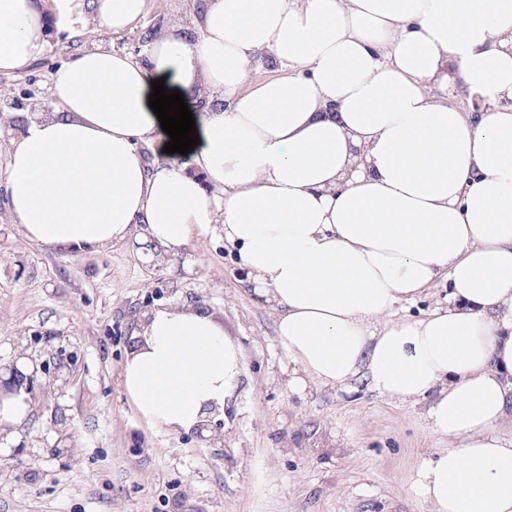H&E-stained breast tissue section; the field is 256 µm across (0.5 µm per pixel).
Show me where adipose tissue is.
Here are the masks:
<instances>
[{
  "label": "adipose tissue",
  "instance_id": "obj_1",
  "mask_svg": "<svg viewBox=\"0 0 512 512\" xmlns=\"http://www.w3.org/2000/svg\"><path fill=\"white\" fill-rule=\"evenodd\" d=\"M65 0H0V73L45 53ZM137 54L86 46L50 75V112H11L4 179L27 239L70 252L135 239L181 257L221 228L307 382L427 401L450 445L418 465L435 512H512V0H180ZM149 0H91L105 35ZM281 76L251 85L260 64ZM171 75L194 109L188 160L148 101ZM452 87L486 111L448 104ZM447 309L379 328L438 280ZM237 345L203 306L142 315L121 384L139 416L191 431L223 411Z\"/></svg>",
  "mask_w": 512,
  "mask_h": 512
}]
</instances>
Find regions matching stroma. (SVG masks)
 I'll list each match as a JSON object with an SVG mask.
<instances>
[{
  "instance_id": "1",
  "label": "stroma",
  "mask_w": 512,
  "mask_h": 512,
  "mask_svg": "<svg viewBox=\"0 0 512 512\" xmlns=\"http://www.w3.org/2000/svg\"><path fill=\"white\" fill-rule=\"evenodd\" d=\"M45 55L0 73V94L48 89L51 71L98 36L89 0L58 17ZM181 264L135 241L80 253L26 239L0 195V359L26 351L45 364L29 417L0 455V512H435L411 490L418 463L448 445L428 404L365 386L292 385L295 366L268 311L241 282L220 232L194 237ZM177 277L169 301L204 305L236 342L243 377L221 440L147 425L121 385L141 314L158 279ZM447 280L385 323L446 306Z\"/></svg>"
}]
</instances>
